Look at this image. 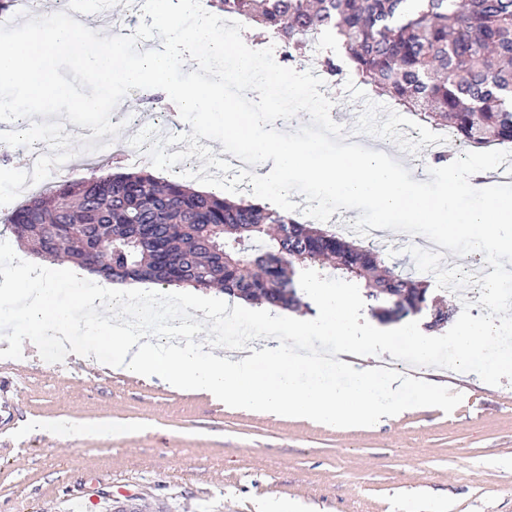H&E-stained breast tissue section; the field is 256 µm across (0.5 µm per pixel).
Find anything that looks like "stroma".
Wrapping results in <instances>:
<instances>
[{
    "instance_id": "1",
    "label": "stroma",
    "mask_w": 512,
    "mask_h": 512,
    "mask_svg": "<svg viewBox=\"0 0 512 512\" xmlns=\"http://www.w3.org/2000/svg\"><path fill=\"white\" fill-rule=\"evenodd\" d=\"M135 120L120 133L166 131L169 112L147 113L138 90L120 103ZM340 125H353L371 144L414 170L433 167L428 150L440 140L445 162L461 151L450 134L436 135L384 96L337 100ZM25 259L34 285L47 289L59 313L78 292L109 280L66 264ZM0 300V342L12 363L0 364V401L13 407L0 420V512H110L132 501L142 512H261L263 501L299 504L301 512H512V380L484 383L476 374L438 367L414 375L443 390L442 404L414 406L364 428H330L273 418L179 392L120 372L89 375L78 347L48 362L9 319ZM69 422L62 440L48 425ZM118 425L101 437L99 425Z\"/></svg>"
}]
</instances>
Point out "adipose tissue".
<instances>
[{
  "label": "adipose tissue",
  "instance_id": "obj_1",
  "mask_svg": "<svg viewBox=\"0 0 512 512\" xmlns=\"http://www.w3.org/2000/svg\"><path fill=\"white\" fill-rule=\"evenodd\" d=\"M19 302V311L36 341L61 332L71 334L70 320L85 311L109 309L116 318H141V300H168L166 290L125 288L83 292L77 297L73 314L54 312L45 290L29 286L26 268H18L4 287ZM321 309L318 321L294 318L272 325H256L267 336L288 334L299 339L303 333L330 334L338 353L362 352L364 363L348 365L346 371H311L284 345L251 347L246 355L214 353L198 345L185 348L163 346L153 336L135 337L115 333L109 322L85 324L82 344L89 353L108 348L114 370L127 375L156 379L175 389L209 395L213 400L245 411L275 418L307 419L326 426H367L426 402L440 399V392L413 377L386 368L383 356L395 340H402L418 361L430 362L435 339L421 332H403L401 338L371 331L355 335L351 329L352 299L326 290L320 283L309 285Z\"/></svg>",
  "mask_w": 512,
  "mask_h": 512
}]
</instances>
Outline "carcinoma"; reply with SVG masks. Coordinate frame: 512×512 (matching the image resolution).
<instances>
[{
  "mask_svg": "<svg viewBox=\"0 0 512 512\" xmlns=\"http://www.w3.org/2000/svg\"><path fill=\"white\" fill-rule=\"evenodd\" d=\"M212 8L240 16L256 43L276 42L292 60L326 35L345 52L320 54L327 75L352 73L462 146L512 144V0H212ZM283 224L286 238L276 231ZM15 226L31 252L111 281L219 286L290 309L331 261L336 281L364 289L381 320L430 299L437 320L454 316L428 281L396 273L370 245L268 202L221 198L145 169L62 180L12 210L5 227Z\"/></svg>",
  "mask_w": 512,
  "mask_h": 512,
  "instance_id": "1",
  "label": "carcinoma"
}]
</instances>
